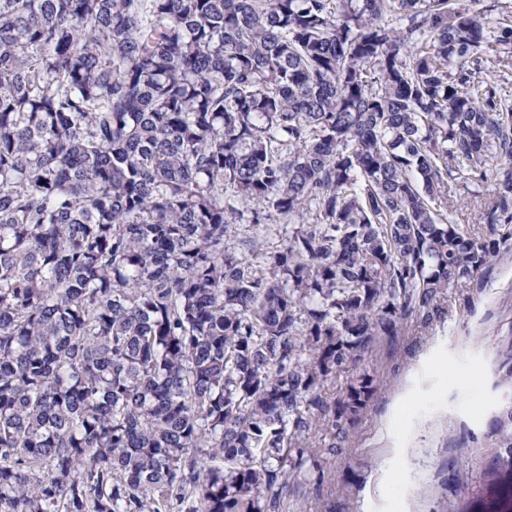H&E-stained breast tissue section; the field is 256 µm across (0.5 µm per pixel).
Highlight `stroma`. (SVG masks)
<instances>
[{"label": "stroma", "instance_id": "35a3bbf8", "mask_svg": "<svg viewBox=\"0 0 512 512\" xmlns=\"http://www.w3.org/2000/svg\"><path fill=\"white\" fill-rule=\"evenodd\" d=\"M492 183L451 193V222L473 229ZM441 320L380 339L358 370L385 379L346 448L323 458L309 512H440L465 502L493 448L485 441L512 341V252L440 299Z\"/></svg>", "mask_w": 512, "mask_h": 512}]
</instances>
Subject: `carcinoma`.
Here are the masks:
<instances>
[{
  "instance_id": "cac0c4a2",
  "label": "carcinoma",
  "mask_w": 512,
  "mask_h": 512,
  "mask_svg": "<svg viewBox=\"0 0 512 512\" xmlns=\"http://www.w3.org/2000/svg\"><path fill=\"white\" fill-rule=\"evenodd\" d=\"M500 65L460 0H0V512H307L328 383L512 251ZM493 181L484 184L467 183L460 184L452 193H448L455 201V208L448 210V218L455 224H461L465 228L480 227V212L492 194Z\"/></svg>"
}]
</instances>
